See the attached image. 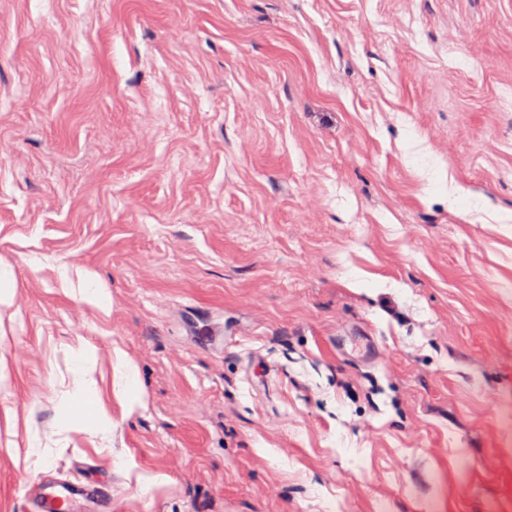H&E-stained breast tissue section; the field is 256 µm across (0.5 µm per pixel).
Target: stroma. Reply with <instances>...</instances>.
I'll list each match as a JSON object with an SVG mask.
<instances>
[{"mask_svg":"<svg viewBox=\"0 0 512 512\" xmlns=\"http://www.w3.org/2000/svg\"><path fill=\"white\" fill-rule=\"evenodd\" d=\"M0 265V512H512V0H0ZM92 359L93 355L87 348H81L76 354L75 390L64 401L65 412L60 419V432L63 434L99 429L106 422V415L96 412L91 400ZM50 488L51 491H47ZM34 499L40 502L38 512H74L79 500H95L107 508L109 494L106 489L92 482L63 480L47 486L32 488Z\"/></svg>","mask_w":512,"mask_h":512,"instance_id":"obj_1","label":"stroma"}]
</instances>
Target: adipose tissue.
<instances>
[{"mask_svg":"<svg viewBox=\"0 0 512 512\" xmlns=\"http://www.w3.org/2000/svg\"><path fill=\"white\" fill-rule=\"evenodd\" d=\"M92 359V354L84 348L76 354L75 390L65 400V412L60 419V431L63 434L97 429L102 427L106 421L104 414L95 411L91 400Z\"/></svg>","mask_w":512,"mask_h":512,"instance_id":"ef3b65f1","label":"adipose tissue"}]
</instances>
